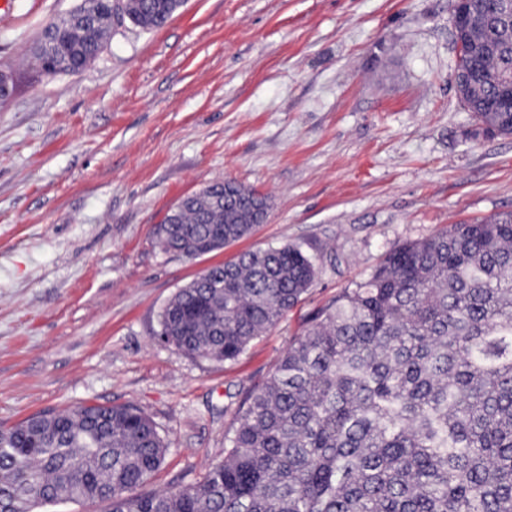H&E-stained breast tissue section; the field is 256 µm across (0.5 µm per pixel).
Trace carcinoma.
<instances>
[{"instance_id": "carcinoma-1", "label": "carcinoma", "mask_w": 512, "mask_h": 512, "mask_svg": "<svg viewBox=\"0 0 512 512\" xmlns=\"http://www.w3.org/2000/svg\"><path fill=\"white\" fill-rule=\"evenodd\" d=\"M455 81L485 135H512L496 112L512 77V29L469 16ZM181 0H120L132 24L162 27ZM113 0H81L37 40L40 73L72 72L102 50ZM185 196L157 226L187 259L247 236L268 197L234 181ZM294 245L252 250L181 288L159 339L231 361L274 328L315 282ZM224 462L178 491L141 494L168 448L132 404H83L0 428V512L59 500L110 512H512V211L453 224L389 252L363 282L319 310L251 397Z\"/></svg>"}]
</instances>
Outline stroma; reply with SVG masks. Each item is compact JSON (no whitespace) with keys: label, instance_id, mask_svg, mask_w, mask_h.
<instances>
[{"label":"stroma","instance_id":"stroma-1","mask_svg":"<svg viewBox=\"0 0 512 512\" xmlns=\"http://www.w3.org/2000/svg\"><path fill=\"white\" fill-rule=\"evenodd\" d=\"M79 0L0 11V427L132 404L168 443L147 490L223 462L252 394L310 316L397 245L512 211V135H475L454 79L450 0H185L161 29L114 21L81 72L29 48ZM269 196L266 223L189 260L155 234L213 180ZM296 245L301 302L236 360L157 339L206 269Z\"/></svg>","mask_w":512,"mask_h":512}]
</instances>
